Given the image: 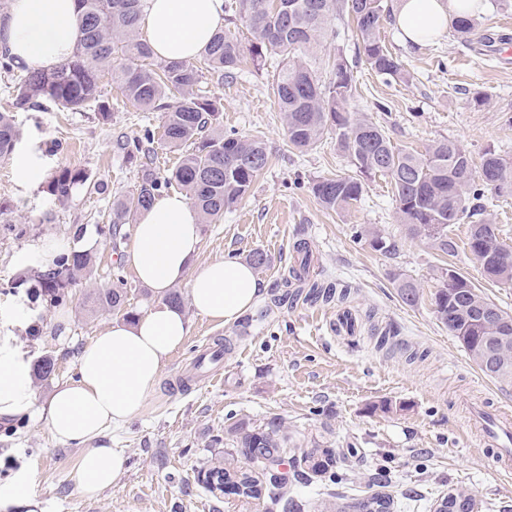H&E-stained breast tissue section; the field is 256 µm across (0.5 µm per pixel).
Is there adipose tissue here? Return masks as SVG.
<instances>
[{
  "instance_id": "ef3b65f1",
  "label": "adipose tissue",
  "mask_w": 512,
  "mask_h": 512,
  "mask_svg": "<svg viewBox=\"0 0 512 512\" xmlns=\"http://www.w3.org/2000/svg\"><path fill=\"white\" fill-rule=\"evenodd\" d=\"M474 3L398 0L395 27L403 41L422 45L473 13ZM77 12V0H12L0 48L27 68L64 60L76 42ZM223 24L224 0H148L140 29L157 59L191 61ZM200 243L199 212L186 196L161 197L139 215L129 259L153 294V307L112 322L84 345L76 357L77 379L57 384L46 400L33 388L29 365L0 345V419L39 415L54 441L82 447L76 480L85 495L118 484L125 458L99 439L140 412L190 334L186 313L167 301L171 290L186 286L194 310L223 325L239 321L263 292L249 264L216 259L196 265Z\"/></svg>"
}]
</instances>
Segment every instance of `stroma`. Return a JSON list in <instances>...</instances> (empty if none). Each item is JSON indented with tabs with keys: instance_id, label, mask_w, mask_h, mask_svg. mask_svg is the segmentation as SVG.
Instances as JSON below:
<instances>
[{
	"instance_id": "35a3bbf8",
	"label": "stroma",
	"mask_w": 512,
	"mask_h": 512,
	"mask_svg": "<svg viewBox=\"0 0 512 512\" xmlns=\"http://www.w3.org/2000/svg\"><path fill=\"white\" fill-rule=\"evenodd\" d=\"M476 19L479 39L491 37L490 45L464 42L448 30L415 46L383 21L384 44L410 73L405 83L359 60L347 18L331 22V35L314 53L324 73L335 54L347 58L355 76L349 110L381 125L395 146L422 153L449 138L475 158L488 149L512 158V0L484 5ZM272 72L268 62L250 60L236 80L208 85L224 105V130L262 136L270 160L251 193L220 223L202 225L199 260L242 261L252 249L266 252L269 263L256 272L265 285L259 301L231 325L190 314L191 332L142 411L103 440L126 459L118 485L84 496L76 482L79 447L56 443L41 421L28 418L0 421V491L25 478L42 512H265L263 501L209 492L200 473L215 454L232 453L225 425L262 430L277 418L288 437L286 464L313 447L338 459L358 449L347 500L372 494L368 477L384 467L393 475L383 488L393 512H433L435 501L455 488L471 492L479 512L512 506V473L498 469L470 412L474 405L488 412L512 406V385L484 376L439 321L434 295L441 256L425 240L408 238L386 177L368 179L361 198L344 210L319 205L309 190L312 180L354 168L328 135L312 151L290 148L270 89ZM15 121L14 152L0 159V204L27 230L19 237L0 230V345L29 363L54 356V381L34 385L43 400L55 381L76 379V351L111 324L112 313L88 311L85 297L111 286L114 267H121L129 288L128 310L140 314L153 303L126 260L133 225H123L126 238L117 248L100 230L112 222L113 195L132 192L140 181L120 138L159 130L162 119L131 106L104 120L90 110L61 112L47 104L16 113ZM27 161L37 173L22 181L17 168ZM63 166L104 180L107 194L78 191L68 203L58 202L47 178ZM368 225L396 242L395 254L376 252L361 239ZM48 243L96 256L94 276L68 288L64 324L42 301L38 283L22 278ZM299 266L308 281L335 284L347 297L329 304L299 299L266 312ZM398 276L418 284L415 305L399 297ZM30 320L38 335H30ZM380 332L388 336L382 347L376 344ZM217 350L222 356L216 360ZM202 354L211 360L195 369Z\"/></svg>"
}]
</instances>
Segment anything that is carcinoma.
Instances as JSON below:
<instances>
[{
  "label": "carcinoma",
  "mask_w": 512,
  "mask_h": 512,
  "mask_svg": "<svg viewBox=\"0 0 512 512\" xmlns=\"http://www.w3.org/2000/svg\"><path fill=\"white\" fill-rule=\"evenodd\" d=\"M78 34L72 55L37 69L16 65L6 49L0 50V75L10 81L8 112H0V159L10 156L19 132L14 113L40 108L49 101L60 111L86 108L106 118L114 106L130 104L144 112L162 113L163 143L181 151L179 164L168 176L152 168L154 133L122 141V150L130 162L141 168L137 189L112 199V224L109 234L113 249L117 235L130 218L148 209L165 190L177 188L186 193L201 215L202 223L213 224L224 218V211L235 207L252 190L257 176L268 164L267 146L258 136L242 137L235 132L209 133L208 129L223 112L221 101L205 90L208 75L235 79L244 46L229 29L220 28L202 53L204 67L181 61L154 58L149 45L139 36V21L148 0H77ZM224 12L243 20L254 42L249 52L255 57L266 54L282 58V66L273 75L271 89L284 114L288 143L300 152L314 149L324 135H336L337 148L356 168V175L320 177L312 182L311 192L326 210L338 211L358 201L364 190L363 178L377 174L390 179L399 222L409 235L421 237L440 256L453 257L457 243L450 227L464 219L483 214V206H471L485 193L497 198L512 197V162L494 150H486L475 160L455 141L443 138L423 153L394 146L385 130L371 120L354 116L348 110L354 75L342 53H336L332 74H318L310 53L327 35L328 24L346 13L356 22V36L363 62L380 75L394 79L405 77L404 64L390 53L380 39L384 14L390 12L384 0H224ZM477 30L473 17L454 23V36L468 40ZM117 84L123 99L111 102L104 89ZM84 186L91 193L104 194L108 185L94 179L84 169L61 167L53 171L47 189L58 201L67 202L75 188ZM362 238L372 248L392 253L395 244L377 229L366 230ZM466 246L474 259L487 253H509L511 257L495 266L483 268L486 279L512 287V247L506 243L501 226L490 219L468 225ZM95 265V256L84 250L58 254L53 266L42 271L30 269L27 278L39 283L49 305L62 304L67 288ZM402 301L413 305L418 285L404 277L395 278ZM335 287L312 283L308 299L329 302ZM128 288L120 274L112 286L96 289L85 304L95 311L121 313L126 308ZM483 311L512 319L454 265L442 269L435 293V312L448 331L462 343L469 358L489 379L512 383V357L497 356L481 363L476 351L493 349L497 331L480 322ZM55 374V360L39 357L33 364L36 380L45 382ZM282 422L273 421L268 430L256 431L245 423L225 428L228 441L251 462L262 465L259 454L283 452L278 432ZM298 464L324 477V489L339 498L336 489L344 485L341 475L332 470L330 460L319 449L303 453ZM204 484L210 492L228 491L248 499L268 498L283 512H298L300 505L290 495L287 484L265 472L262 484L256 472L241 467L233 458H222L206 471ZM389 497L374 494L351 505L338 506L336 512H390Z\"/></svg>",
  "instance_id": "carcinoma-1"
}]
</instances>
